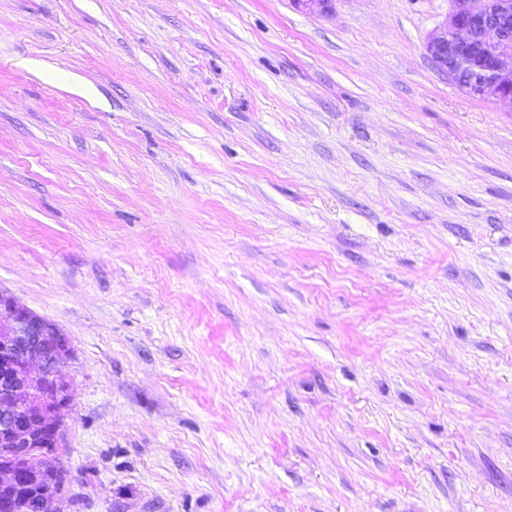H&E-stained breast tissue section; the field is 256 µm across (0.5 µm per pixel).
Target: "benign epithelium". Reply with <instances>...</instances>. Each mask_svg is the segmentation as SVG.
Wrapping results in <instances>:
<instances>
[{
  "label": "benign epithelium",
  "instance_id": "benign-epithelium-1",
  "mask_svg": "<svg viewBox=\"0 0 512 512\" xmlns=\"http://www.w3.org/2000/svg\"><path fill=\"white\" fill-rule=\"evenodd\" d=\"M454 8L426 43L437 70L467 94L512 102V0H452ZM68 338L0 292V486H19L27 467L47 466L63 442L60 410L70 400L57 368ZM64 488L52 485L40 512H60Z\"/></svg>",
  "mask_w": 512,
  "mask_h": 512
}]
</instances>
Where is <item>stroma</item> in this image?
<instances>
[{"label":"stroma","mask_w":512,"mask_h":512,"mask_svg":"<svg viewBox=\"0 0 512 512\" xmlns=\"http://www.w3.org/2000/svg\"><path fill=\"white\" fill-rule=\"evenodd\" d=\"M451 9L0 0L63 512H512V104L427 56Z\"/></svg>","instance_id":"obj_1"}]
</instances>
